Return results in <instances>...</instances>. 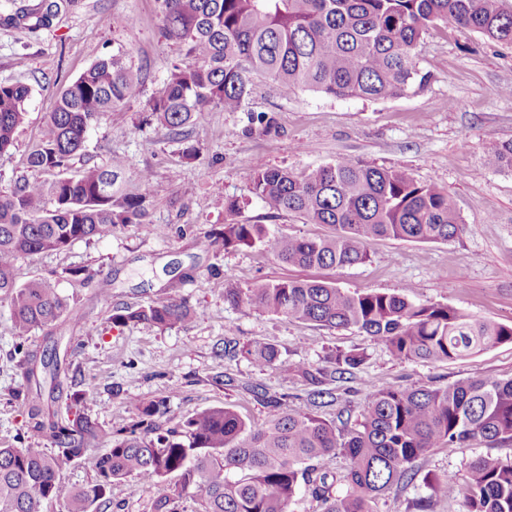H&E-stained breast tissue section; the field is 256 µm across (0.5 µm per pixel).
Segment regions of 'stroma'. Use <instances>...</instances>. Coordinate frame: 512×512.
<instances>
[{
    "label": "stroma",
    "mask_w": 512,
    "mask_h": 512,
    "mask_svg": "<svg viewBox=\"0 0 512 512\" xmlns=\"http://www.w3.org/2000/svg\"><path fill=\"white\" fill-rule=\"evenodd\" d=\"M122 53L140 71L134 93L113 108L86 136L85 147L68 170L126 157L129 184L140 170L151 180L143 223L127 224L106 238L75 242L62 251L25 257L19 282L49 280L69 303L48 330L25 342L32 365L58 360L59 404L91 383L97 399L87 412L102 429L117 432L136 416L135 407L166 397L171 428L204 409L230 405L261 425L275 410L258 393L286 395L302 406L308 390L289 364H324L337 350L360 349L367 358L353 378L329 387L335 405L321 408L333 420L339 411L358 413L366 389L426 384L445 387L481 376L512 377V342L464 359L398 361L383 344L354 329H327L225 303L216 287L232 275L238 288L259 279H320L345 291L396 293L421 303H440L506 325L512 324V169H491L485 159L499 143L512 140V44L489 40L454 24L430 29L416 61L433 79L424 93L386 101L332 98L311 90L284 96L266 77L252 79L239 111L200 117L185 140L168 135L151 115L150 104L172 66L192 65L183 44L161 33L158 0H79L33 32L26 24H0V83L20 81L32 89L26 114L9 155L0 158V193L20 178L53 181V174L27 164L33 145L46 134L62 89L96 60ZM194 147L195 159L183 151ZM350 156L384 168L402 169L417 180L445 189L463 224L445 243L382 238L368 246V262L336 268H302L281 263L256 247L225 248V225L264 224L284 236H325V224H310L293 212L268 213L249 191L252 170L282 168L296 174ZM240 209L232 213L229 201ZM165 233H158V226ZM193 309L188 321L161 329L149 324L109 325L125 307L158 302L170 291ZM269 338L282 363L259 369L248 359L224 354L228 339L239 343ZM11 311L0 302V443L24 439L48 447L30 431L31 408L19 397L26 382L14 354ZM512 457V443H467L439 450L417 463L413 481L391 489L377 512H466L462 487L475 456ZM454 474L446 491L430 496V474ZM126 482L112 491L113 505L95 512H153L155 500L177 484ZM429 497L426 509L418 500Z\"/></svg>",
    "instance_id": "obj_1"
}]
</instances>
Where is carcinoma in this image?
I'll list each match as a JSON object with an SVG mask.
<instances>
[{
  "label": "carcinoma",
  "instance_id": "1",
  "mask_svg": "<svg viewBox=\"0 0 512 512\" xmlns=\"http://www.w3.org/2000/svg\"><path fill=\"white\" fill-rule=\"evenodd\" d=\"M163 32L183 43L194 64L174 67L151 105L152 116L180 135L204 114L235 112L251 77L268 76L288 95L308 89L337 98L388 100L415 95L432 74L419 68L415 49L439 24L470 28L497 42H512V12L501 0H160ZM77 0L13 3L0 23L30 20L48 28ZM141 82L121 54L93 63L70 82L51 113L45 137L28 154L29 167L57 172L50 183L27 181L0 194V299L7 302L19 367L31 398L34 428L50 430L54 450L0 446V512H40L58 499L61 476L78 459H90L95 479L71 491L67 512H90L112 502V487L137 479L159 483L180 473V486L160 496L155 512H178L192 490L202 512H288L300 489L321 502L323 512H376L395 485L409 482L418 460L441 448L471 441L512 442V378L477 377L446 387L423 384L370 390L359 414L341 426L313 408L336 400L325 388L328 373L351 374L365 361L361 351L337 350L328 370L293 363L289 369L309 386L306 403L285 409L261 426L231 406L205 409L176 428L162 430L170 412L165 399L136 407V419L104 453L92 451L103 429L85 413L96 398L86 385L66 416L39 421L43 381L29 366L24 340L47 329L67 301L45 280L17 283L18 260L60 251L74 242L112 235L120 224H140L146 198L127 184L130 164L114 156L106 168L90 166L65 177L83 149L85 135ZM31 88L0 83V157L10 153L23 122ZM486 165L512 168V140L496 147ZM250 193L270 214L298 213L327 224L329 238L278 235L265 224L224 225V248L259 245L289 266L333 268L364 264L367 245L380 238L446 242L462 230L447 192L417 181L405 170L368 165L349 156L297 176L285 169H257ZM224 302L328 328H355L384 344L400 361L462 359L512 340V325L496 323L442 304H415L398 294L345 292L322 280L258 281L242 290L227 277ZM191 306L171 294L127 308L111 322L170 327L188 319ZM224 354H242L258 367L281 363L270 339L243 346L224 342ZM343 456L347 466L329 478L318 463ZM344 486L333 492L335 484ZM467 512H512V458L477 456L463 487Z\"/></svg>",
  "mask_w": 512,
  "mask_h": 512
}]
</instances>
